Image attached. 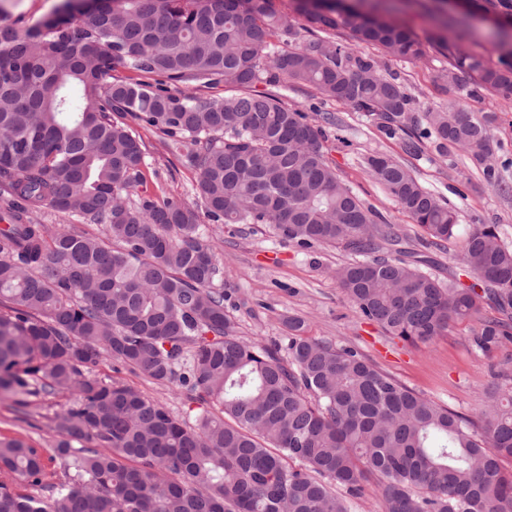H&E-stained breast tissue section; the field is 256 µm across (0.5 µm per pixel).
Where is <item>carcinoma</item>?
Listing matches in <instances>:
<instances>
[{
	"mask_svg": "<svg viewBox=\"0 0 512 512\" xmlns=\"http://www.w3.org/2000/svg\"><path fill=\"white\" fill-rule=\"evenodd\" d=\"M62 0L20 34L0 24V389L32 381L71 391L55 417V453L75 471L49 503L0 483V512H350L373 481L384 512H512V363L493 372L487 404L466 416L407 388L355 347L312 339L284 319L286 346L247 342L208 243L211 224H266L302 248L353 256L336 279L355 312L387 335L428 341L467 318L471 345L512 340V239L500 224L461 235L456 211L388 156L369 174L476 283L443 280L347 187L326 127L288 105V83L365 112L388 137L444 158L462 151L493 187L497 115L420 111L396 76L352 45L399 61L424 46L362 0H296L295 26L273 0ZM343 31L348 41L317 32ZM497 65L457 53L440 79L512 106V43ZM131 72L138 78L123 77ZM238 90L203 99L171 85ZM259 83L267 86L255 91ZM157 134L197 174L208 223L144 188V142ZM103 225L93 237L38 221L41 208ZM494 311L482 315L484 306ZM175 383L198 405L180 418L96 374L105 357ZM96 439L104 448L85 443ZM41 483L37 449L0 438V470Z\"/></svg>",
	"mask_w": 512,
	"mask_h": 512,
	"instance_id": "cac0c4a2",
	"label": "carcinoma"
}]
</instances>
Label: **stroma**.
<instances>
[{"label": "stroma", "instance_id": "obj_1", "mask_svg": "<svg viewBox=\"0 0 512 512\" xmlns=\"http://www.w3.org/2000/svg\"><path fill=\"white\" fill-rule=\"evenodd\" d=\"M60 0H0V16L18 30H25L50 17ZM389 15L411 36L424 44V59L397 61L384 56L374 46L362 47V54L377 60L382 74H397L417 97L422 109L462 112H494L499 116L493 132V150L499 160L512 161V107L489 94L474 97L464 91L442 90L438 78L448 65L449 53L462 51L483 54L497 62L491 42L496 25L512 30V12L498 9L495 22L470 19V35L451 41L449 50L433 42L436 21L451 17L446 0H382ZM288 103L308 113L331 112L343 125V141L329 140V157L342 179L367 206L381 213L388 223L399 226L410 239L423 233L403 213L394 199L365 170L363 160L384 153L414 170L420 182L437 191L458 209L461 226L502 224L512 231V191L505 193L489 186L467 155L441 158L429 148L407 152L402 140L389 139L375 127L370 117L344 102L327 101L316 89L303 84L288 88ZM146 186L160 198L201 209L195 194L196 173L172 155L152 133L143 135ZM210 243L223 269V284L231 292L225 310L238 323L240 336L249 342L282 341L287 334L283 320L298 316L307 324V336L355 346L381 371L404 386L436 403L465 415H474L485 405L495 367L512 359V343L488 353L474 349L470 337L474 321L453 324L441 337L410 343L387 336L375 323L356 314L335 276L337 267L351 260L350 254L329 246L307 250L276 238L264 224H214ZM105 381H118L140 390L145 396L172 412L186 407L179 388L160 384L130 368L104 360L96 370ZM68 392H51L34 384L29 395L18 398L0 393V438L24 440L42 456V483H16L13 474L0 471V481L17 484L20 492L49 500L50 488L65 477L63 462L53 451L57 435L54 417L72 405Z\"/></svg>", "mask_w": 512, "mask_h": 512}]
</instances>
